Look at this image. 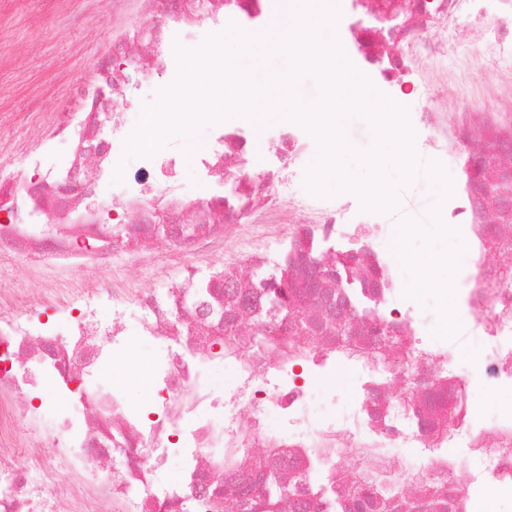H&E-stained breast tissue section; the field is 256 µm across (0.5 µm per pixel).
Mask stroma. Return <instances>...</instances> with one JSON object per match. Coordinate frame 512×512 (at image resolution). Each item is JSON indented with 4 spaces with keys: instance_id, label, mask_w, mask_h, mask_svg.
Wrapping results in <instances>:
<instances>
[{
    "instance_id": "stroma-1",
    "label": "stroma",
    "mask_w": 512,
    "mask_h": 512,
    "mask_svg": "<svg viewBox=\"0 0 512 512\" xmlns=\"http://www.w3.org/2000/svg\"><path fill=\"white\" fill-rule=\"evenodd\" d=\"M136 0L122 8L112 0H0V173L14 174V145L53 136L55 113L79 111L80 99L103 84L101 67L116 30H132ZM449 93L465 97L477 112L497 114L512 125V105L501 76L512 69V48L486 51L464 37L448 36ZM286 236L262 228L241 232L223 258L265 255L279 272Z\"/></svg>"
}]
</instances>
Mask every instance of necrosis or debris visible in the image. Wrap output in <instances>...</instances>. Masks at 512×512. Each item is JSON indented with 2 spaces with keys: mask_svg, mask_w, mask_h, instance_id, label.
Returning a JSON list of instances; mask_svg holds the SVG:
<instances>
[{
  "mask_svg": "<svg viewBox=\"0 0 512 512\" xmlns=\"http://www.w3.org/2000/svg\"><path fill=\"white\" fill-rule=\"evenodd\" d=\"M144 17L127 37L112 42L107 90L85 101L78 126L59 116L52 167H42L28 145L18 148L25 165L0 178V262L25 259L30 270L107 268L123 256L148 267L166 227L178 280L162 291L130 293L121 276L85 282L73 294L56 291V313L69 323L61 333L18 311L17 294H0V512H224L234 478L211 466L218 444L250 428L240 477L263 489L255 463L270 442L283 450L277 472L299 489L300 507L278 512H335L351 505L352 477L367 467L406 484L412 502L452 493L451 512L494 489L512 504V406L487 408L475 391L512 390V224L490 223L487 202L461 183L442 205L445 221L466 245L456 276L455 309L461 325L454 340L434 335L436 310L405 297L397 281L402 267L380 241L359 250L379 268L338 273L347 231L343 207L313 195L290 176L306 146L300 128H285L274 155L258 157L251 120L210 131L194 157L200 185L186 191L177 178V150L137 158L115 182L118 198L99 191L113 180L133 127L128 114L144 89L159 78L175 80L176 47L191 48L202 31L268 26L279 0H138ZM357 18L350 46L365 68L380 71L392 87L408 91L422 67L439 55L432 33L475 9L476 0H346ZM429 134L420 146L453 163L463 142L480 134L488 152L512 159V134L492 114L467 106L423 110ZM112 146L99 149L104 122ZM79 183L70 194L59 186L69 174ZM286 230L289 273L284 286L293 317L276 318L260 299L269 282L250 257L198 276L192 258L224 249L227 231L245 226ZM252 328H232L230 316ZM330 326L308 336L294 316ZM306 349L305 357L281 362L255 345L253 332ZM231 335L249 368L236 389L225 392L223 429L211 414L218 378H203L208 345ZM157 355L150 395L131 400L108 385L106 367L126 362L131 336ZM480 353L469 357L467 344ZM335 357L353 367L342 390L344 406L316 415L317 367ZM51 418V448L19 455L20 428ZM413 451L411 466L390 454ZM182 477L163 478L167 462Z\"/></svg>",
  "mask_w": 512,
  "mask_h": 512,
  "instance_id": "4bbe7bcc",
  "label": "necrosis or debris"
}]
</instances>
